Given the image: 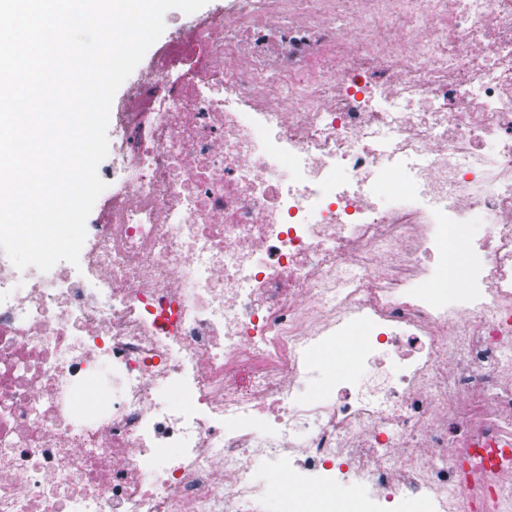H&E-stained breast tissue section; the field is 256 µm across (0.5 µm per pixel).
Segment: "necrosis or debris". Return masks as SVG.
<instances>
[{
	"label": "necrosis or debris",
	"instance_id": "1",
	"mask_svg": "<svg viewBox=\"0 0 512 512\" xmlns=\"http://www.w3.org/2000/svg\"><path fill=\"white\" fill-rule=\"evenodd\" d=\"M354 2L340 26L337 0H233L173 39L117 114V199L79 266L0 253V512H268L253 465L295 447L296 497L355 479L367 512H492L512 0ZM347 318L375 362L305 401L309 348Z\"/></svg>",
	"mask_w": 512,
	"mask_h": 512
}]
</instances>
